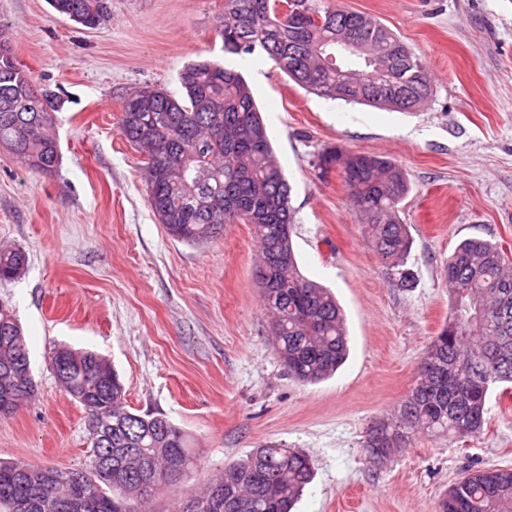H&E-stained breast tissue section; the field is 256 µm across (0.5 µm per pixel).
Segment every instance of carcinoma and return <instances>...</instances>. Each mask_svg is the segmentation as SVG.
Listing matches in <instances>:
<instances>
[{"label": "carcinoma", "instance_id": "cac0c4a2", "mask_svg": "<svg viewBox=\"0 0 512 512\" xmlns=\"http://www.w3.org/2000/svg\"><path fill=\"white\" fill-rule=\"evenodd\" d=\"M60 15L90 30L110 17L109 0H50ZM224 0V53L264 54L299 86L346 103L412 112L432 96L422 60L388 27L320 0ZM367 56L328 60L342 42ZM183 95L142 86L121 104L118 128L147 156L144 179L153 213L174 239L200 244L226 224H250L260 242L255 276L271 315L272 346L288 375L318 383L344 363L345 320L332 292L300 270L292 244L290 186L272 148L253 91L240 72L210 60L180 73ZM60 102L37 86L0 30V147L41 174L59 164L54 112ZM317 167L342 174L372 247L404 288L412 238L400 219L410 192L404 170L382 155L324 148ZM23 251L0 249V280L21 275ZM453 328L429 342L410 393L366 435L376 461L410 447L420 434L464 441L481 433L489 391L512 383V260L480 238L461 241L445 266ZM59 386L94 421L92 447L76 468L0 461V512H142L153 487L172 485L194 465L189 435L166 417L125 405L118 372L91 350L57 349ZM34 395L30 349L13 310L0 304V417ZM313 479L307 455L277 445L229 464L204 492L172 512H292ZM439 512H512V468L468 473L448 488Z\"/></svg>", "mask_w": 512, "mask_h": 512}]
</instances>
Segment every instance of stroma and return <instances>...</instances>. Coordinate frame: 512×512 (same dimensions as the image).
<instances>
[{"instance_id":"1","label":"stroma","mask_w":512,"mask_h":512,"mask_svg":"<svg viewBox=\"0 0 512 512\" xmlns=\"http://www.w3.org/2000/svg\"><path fill=\"white\" fill-rule=\"evenodd\" d=\"M369 14L427 64L429 103L405 113L348 104L296 85L264 56L226 54L224 0H110L87 30L48 0H0L18 61L62 100L56 174L25 169L0 148V247L27 252L0 302L29 340L35 393L0 418V461L67 468L90 447L86 414L59 387L54 345L91 349L125 386L128 409L161 414L192 438L194 469L151 498L150 512L200 493L225 465L278 444L308 454L315 477L295 512H437L467 470L512 468V397L492 391L483 432L422 436L373 463L366 435L412 388L450 314L444 266L476 237L512 255V0H329ZM207 58L250 84L297 214L303 274L334 292L349 356L317 384L289 379L254 277L251 225L191 246L153 213L144 156L120 134L125 95L143 85L181 94L179 74ZM382 154L406 172L402 205L416 287H400L374 253L339 172L320 177L326 146Z\"/></svg>"}]
</instances>
